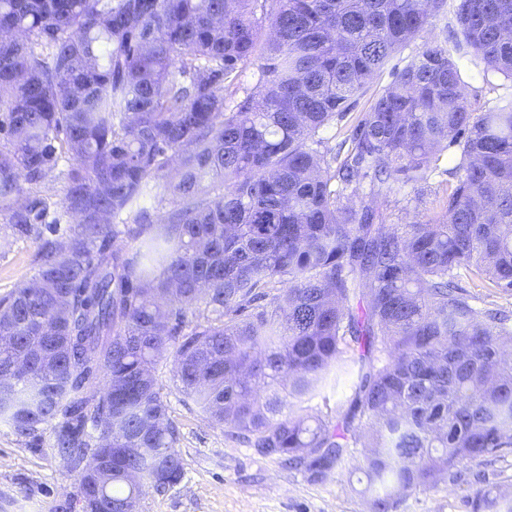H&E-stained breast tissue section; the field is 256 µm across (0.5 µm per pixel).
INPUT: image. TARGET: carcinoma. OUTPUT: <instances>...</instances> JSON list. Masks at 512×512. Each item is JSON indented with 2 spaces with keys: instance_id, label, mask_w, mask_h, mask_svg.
I'll list each match as a JSON object with an SVG mask.
<instances>
[{
  "instance_id": "cac0c4a2",
  "label": "carcinoma",
  "mask_w": 512,
  "mask_h": 512,
  "mask_svg": "<svg viewBox=\"0 0 512 512\" xmlns=\"http://www.w3.org/2000/svg\"><path fill=\"white\" fill-rule=\"evenodd\" d=\"M471 65L507 88L482 110ZM451 147L431 214L386 223ZM62 162L58 234L23 184ZM0 220L39 240L0 297V420L72 468L110 452L79 481L95 512L183 476L169 357L260 455L324 480L363 449L369 512L512 453V315L465 286L512 294V0H0ZM347 376L345 403L303 407ZM471 504L512 512L488 486ZM391 80L389 76V70H386L381 77H379L373 84L371 91L360 98L357 101L355 107L346 115V117L338 123V125L331 128V130L327 133V136H335L336 139H330V145H334L335 142L340 141L345 134L349 133V130L356 124L357 119L368 109L370 104V96L373 93L381 90L385 85L389 83Z\"/></svg>"
}]
</instances>
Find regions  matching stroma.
Instances as JSON below:
<instances>
[{
	"label": "stroma",
	"instance_id": "35a3bbf8",
	"mask_svg": "<svg viewBox=\"0 0 512 512\" xmlns=\"http://www.w3.org/2000/svg\"><path fill=\"white\" fill-rule=\"evenodd\" d=\"M38 243L0 239V296L35 272ZM171 416L180 429L176 449L183 462L179 483L164 492L147 491L139 512H367L365 479L355 462L325 480L283 466L232 442L224 426L212 423L189 402L173 380L171 363L159 371ZM487 485L512 494V454L459 465L447 484L402 496L395 512H470L477 474ZM79 472L68 470L51 448L32 447L0 421V512H54L75 494Z\"/></svg>",
	"mask_w": 512,
	"mask_h": 512
}]
</instances>
